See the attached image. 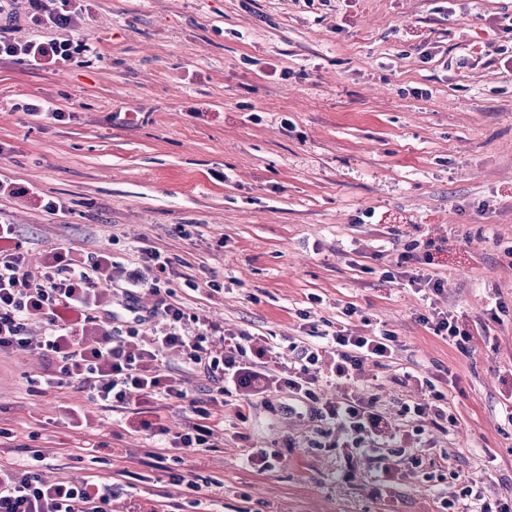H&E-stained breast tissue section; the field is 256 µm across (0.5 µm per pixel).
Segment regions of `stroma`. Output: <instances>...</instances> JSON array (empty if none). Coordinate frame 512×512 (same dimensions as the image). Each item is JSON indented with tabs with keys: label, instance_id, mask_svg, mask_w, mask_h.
<instances>
[{
	"label": "stroma",
	"instance_id": "1",
	"mask_svg": "<svg viewBox=\"0 0 512 512\" xmlns=\"http://www.w3.org/2000/svg\"><path fill=\"white\" fill-rule=\"evenodd\" d=\"M80 3L79 28L51 35L90 51L59 70L0 59V181L22 190L0 196V223L30 270L56 250L105 253L120 289L157 248L172 299L280 343L275 371L284 339L391 331L394 363L367 367L359 391L397 424L420 396L404 372L447 378L457 425L426 429L420 466L390 456L377 486L372 461L320 447L319 422L288 413L283 389L247 407L248 441L221 417L213 448L182 450L205 480L194 494L146 465L141 415L47 388V361L26 350L0 356V463L50 482L137 473L112 512L164 497L210 512H443V493L467 512L474 484L512 507V0ZM411 247L433 254L431 299L394 276ZM435 308L467 352L420 322ZM251 448L280 464L254 471Z\"/></svg>",
	"mask_w": 512,
	"mask_h": 512
}]
</instances>
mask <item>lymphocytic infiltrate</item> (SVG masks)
Returning a JSON list of instances; mask_svg holds the SVG:
<instances>
[{
    "label": "lymphocytic infiltrate",
    "instance_id": "obj_1",
    "mask_svg": "<svg viewBox=\"0 0 512 512\" xmlns=\"http://www.w3.org/2000/svg\"><path fill=\"white\" fill-rule=\"evenodd\" d=\"M34 27H75L81 20L76 0H28ZM72 41L37 36L15 41L0 35V57L44 68L71 61ZM15 228L0 224V353L33 347L55 362L51 382L84 392L88 400L107 412L157 411L160 402H175L188 411V422L179 430L143 421L157 443L148 454L164 467L172 451L210 447L212 420L226 406H233L238 421H246V406L270 392L288 389L297 408L308 411L336 428L335 448H357L363 455L376 452L381 441L406 442L409 435H423L426 428L448 430L457 423L448 415L447 395L432 382L403 414L412 432L392 425L374 397L357 393L353 385L366 365L385 366L396 352V338L354 336L339 330L320 344L290 342L293 357L277 374L266 364L272 346L260 336L236 333L217 323L200 321L196 333L185 325L184 306L162 296L174 274L169 258L158 249L143 252L142 266L127 276L122 312L112 308L111 263L99 255L82 261L70 253L49 252L40 270L29 271L25 256L15 244ZM146 287L158 300L143 311L133 302L135 289ZM46 323L43 336L28 333L31 322ZM153 323L155 335L144 341L140 328ZM178 351L185 368L203 371L215 384L208 398L188 397L181 371L167 357ZM328 362L326 375L317 366ZM184 368V369H185ZM328 385L336 390L332 401H320L317 392ZM123 486L91 474L80 482L44 481L31 470L0 464V512H112V501Z\"/></svg>",
    "mask_w": 512,
    "mask_h": 512
}]
</instances>
